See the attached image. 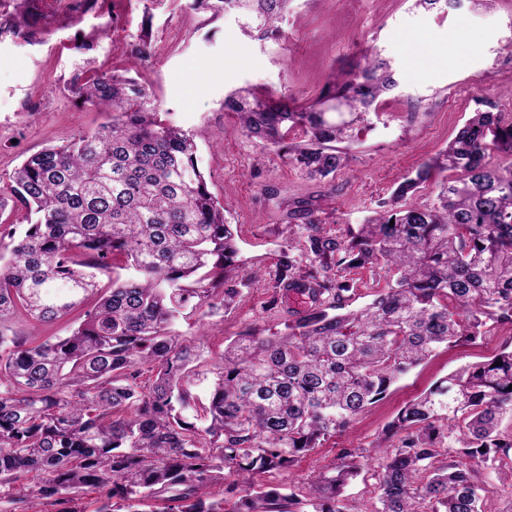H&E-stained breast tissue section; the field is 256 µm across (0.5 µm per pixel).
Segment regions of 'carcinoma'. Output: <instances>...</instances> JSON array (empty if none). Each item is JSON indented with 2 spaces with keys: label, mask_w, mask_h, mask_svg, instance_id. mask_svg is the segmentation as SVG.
<instances>
[{
  "label": "carcinoma",
  "mask_w": 512,
  "mask_h": 512,
  "mask_svg": "<svg viewBox=\"0 0 512 512\" xmlns=\"http://www.w3.org/2000/svg\"><path fill=\"white\" fill-rule=\"evenodd\" d=\"M244 32L268 38L293 0H220ZM448 12L461 0H414ZM396 86L373 56L331 76L321 99L239 89L224 99L247 136L310 179L348 164L338 147ZM85 106L111 112L90 134L28 157L0 210V503L8 512H349L342 498L366 448L301 494L266 481L346 432L352 419L440 348L475 341L488 322L512 326V120L477 111L445 149L397 184L365 223L342 235L306 212L303 253L279 260L276 282L305 289L310 304L287 332L244 334L204 367L200 349L172 334L187 307L229 310L258 272L237 260L224 205L209 191L197 145L167 123L145 88L113 76L78 87ZM492 152L507 163L490 165ZM457 173L448 179V172ZM427 182L433 199L417 196ZM131 274L98 294L112 261ZM386 283L355 307L354 269ZM94 304L64 337L29 342L11 327L24 314L49 325ZM153 381L142 389L143 370ZM213 375L207 402L194 393ZM512 347L465 365L409 400L388 425L398 437L378 475L370 512H484L480 470L508 455ZM230 470L235 479L224 477Z\"/></svg>",
  "instance_id": "1"
}]
</instances>
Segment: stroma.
Here are the masks:
<instances>
[{
    "label": "stroma",
    "mask_w": 512,
    "mask_h": 512,
    "mask_svg": "<svg viewBox=\"0 0 512 512\" xmlns=\"http://www.w3.org/2000/svg\"><path fill=\"white\" fill-rule=\"evenodd\" d=\"M150 53H136L141 43ZM389 61L397 86L383 95L350 146L348 168L314 181L240 130L224 109L240 87L312 104L332 73L356 70L367 57ZM130 76L146 86L159 112L193 136L210 191L228 209L240 257L260 277L236 306L207 319L190 313L173 326L181 340L219 360L229 340L282 329L289 300L275 271L288 246H301V208L325 232L345 233L389 199L394 184L443 149L478 103L512 115V0L448 14L413 0H294L278 33L243 34L232 14L193 0H0V187L30 154L96 129L107 113L81 105L78 84L91 76ZM512 344L499 326L477 342L438 354L396 383L292 471L269 482L297 487L338 449L382 438L407 401L461 366Z\"/></svg>",
    "instance_id": "1"
}]
</instances>
